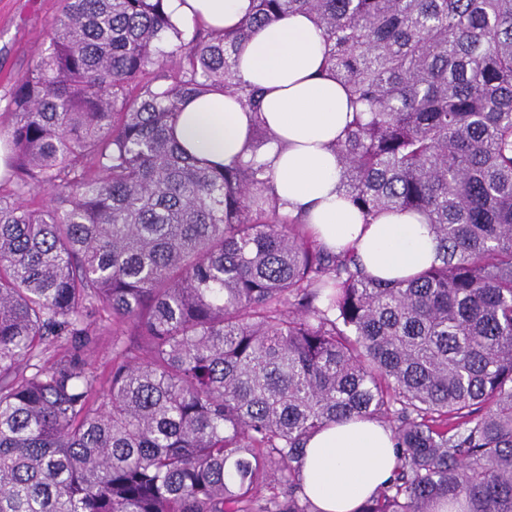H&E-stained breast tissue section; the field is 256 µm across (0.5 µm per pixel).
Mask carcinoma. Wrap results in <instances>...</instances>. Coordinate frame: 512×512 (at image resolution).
<instances>
[{
  "mask_svg": "<svg viewBox=\"0 0 512 512\" xmlns=\"http://www.w3.org/2000/svg\"><path fill=\"white\" fill-rule=\"evenodd\" d=\"M164 2L65 0L0 108V512H320L305 443L363 418L397 464L358 512H512V0H253L222 31ZM298 12L354 107L345 192L435 235L410 278L284 210L261 121L220 169L172 136L211 90L260 114L239 48Z\"/></svg>",
  "mask_w": 512,
  "mask_h": 512,
  "instance_id": "1",
  "label": "carcinoma"
}]
</instances>
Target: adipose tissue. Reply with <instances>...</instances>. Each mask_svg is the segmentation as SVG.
<instances>
[{
  "mask_svg": "<svg viewBox=\"0 0 512 512\" xmlns=\"http://www.w3.org/2000/svg\"><path fill=\"white\" fill-rule=\"evenodd\" d=\"M165 4L176 24L200 20L218 30L236 26L252 9V0ZM324 51L321 30L303 13L264 26L240 49L238 69L263 88L259 118L277 136L263 150L273 187L288 212L304 215L320 243L335 251L355 248L374 278H407L433 263L434 235L410 213L365 219L342 191L332 146L352 121L353 107L346 88L323 76ZM255 118L234 97L209 92L185 101L173 134L208 165H230L249 158ZM395 464L393 434L384 424L336 423L307 441L302 482L318 512H357Z\"/></svg>",
  "mask_w": 512,
  "mask_h": 512,
  "instance_id": "adipose-tissue-1",
  "label": "adipose tissue"
}]
</instances>
